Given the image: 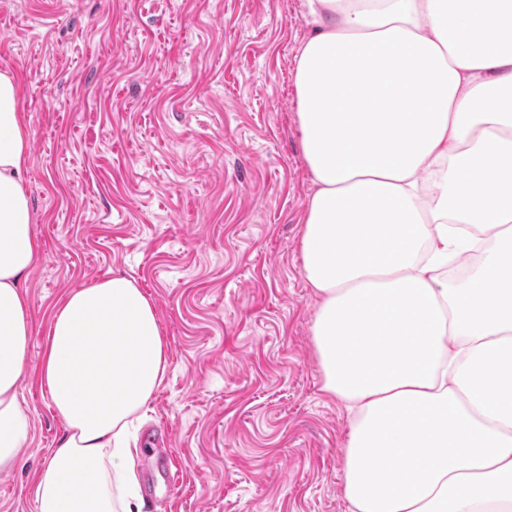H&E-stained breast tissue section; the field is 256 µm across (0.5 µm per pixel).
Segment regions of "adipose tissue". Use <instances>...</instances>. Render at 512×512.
<instances>
[{
  "label": "adipose tissue",
  "mask_w": 512,
  "mask_h": 512,
  "mask_svg": "<svg viewBox=\"0 0 512 512\" xmlns=\"http://www.w3.org/2000/svg\"><path fill=\"white\" fill-rule=\"evenodd\" d=\"M304 5L314 30L293 83L315 190L301 249L322 389L351 415L349 512H512V0ZM27 144L1 73L0 472L31 432ZM166 371L133 279L64 299L39 373L65 433L37 512H138L128 434Z\"/></svg>",
  "instance_id": "ef3b65f1"
}]
</instances>
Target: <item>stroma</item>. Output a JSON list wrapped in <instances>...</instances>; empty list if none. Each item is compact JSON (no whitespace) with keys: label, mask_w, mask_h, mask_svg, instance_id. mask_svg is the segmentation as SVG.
<instances>
[{"label":"stroma","mask_w":512,"mask_h":512,"mask_svg":"<svg viewBox=\"0 0 512 512\" xmlns=\"http://www.w3.org/2000/svg\"><path fill=\"white\" fill-rule=\"evenodd\" d=\"M302 0H0L38 243L22 280L31 436L0 512H36L64 434L39 376L52 316L115 273L150 296L168 367L131 445L142 512H348L351 417L327 397L301 238ZM178 480L146 471L148 442Z\"/></svg>","instance_id":"obj_1"}]
</instances>
